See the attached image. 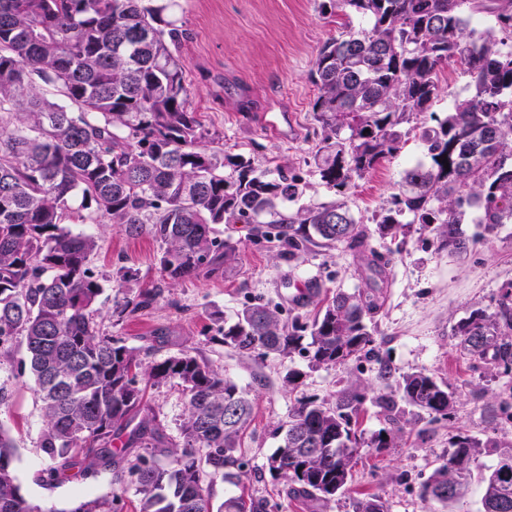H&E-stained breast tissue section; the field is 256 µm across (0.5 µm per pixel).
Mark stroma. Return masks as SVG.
I'll use <instances>...</instances> for the list:
<instances>
[{
    "mask_svg": "<svg viewBox=\"0 0 512 512\" xmlns=\"http://www.w3.org/2000/svg\"><path fill=\"white\" fill-rule=\"evenodd\" d=\"M321 0H176L169 18L182 25L186 38L180 53L191 90L190 105L203 125L205 147H223L268 167L300 172L305 200L331 201L335 195L311 173L308 161L319 138L312 104L317 88L309 72L320 48L338 36L347 21L343 13L322 14ZM422 147L408 139L402 149L374 171L356 180L345 199L354 217L373 227L374 217L397 193L409 159ZM70 227L94 235L99 249L91 266L104 286L98 301L97 327L159 361L184 350L207 360L233 379L254 401L252 422L240 451L249 463L243 483L250 494L275 502V512H319L285 493L284 481L267 468L279 439L274 431L286 422L301 399L335 400L338 391L372 396L394 386L400 376L425 372L446 382L456 393L448 418L435 420L413 413L399 447L365 448L347 492L320 512H353V500L375 494L388 512H429L420 486L448 454L458 432L482 435L486 417L497 407L512 375L489 377L482 361L461 356L453 328L470 311L493 309L502 286L512 283V224L455 256L438 249L434 234L411 228L406 238L371 237L370 245L388 261L384 304L375 316L377 359L360 358L345 365L309 368L299 354L267 357L241 353L215 342L224 320L255 299L279 305L290 320L294 296L314 277L325 289L364 287L368 272L359 255L338 246L310 247L300 266H292L256 236L252 225L227 224L223 230L239 241L234 268L173 283L161 278L152 239L129 238L121 225L84 223ZM130 267L139 273L138 288L158 293L152 307L134 316H119L124 294L112 284V272ZM0 357V386L10 392L0 406V424L10 428L18 448L16 475L31 501L70 512L81 500L110 491L108 473L86 479L72 473L54 487L34 480L49 461L38 449L43 425L41 403L31 377L16 374V361ZM299 371L288 384L290 371ZM148 399L167 426L179 436L185 397L174 383L149 390Z\"/></svg>",
    "mask_w": 512,
    "mask_h": 512,
    "instance_id": "obj_1",
    "label": "stroma"
}]
</instances>
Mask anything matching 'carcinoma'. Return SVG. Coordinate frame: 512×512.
I'll use <instances>...</instances> for the list:
<instances>
[{
  "label": "carcinoma",
  "mask_w": 512,
  "mask_h": 512,
  "mask_svg": "<svg viewBox=\"0 0 512 512\" xmlns=\"http://www.w3.org/2000/svg\"><path fill=\"white\" fill-rule=\"evenodd\" d=\"M169 7L170 0H0V355L12 357L23 339L16 371L34 378L44 419L39 450L52 462L38 482L53 486L81 462L87 475L105 469L132 485L139 512H272L276 504L263 497L232 491L218 506L212 499L216 480L237 488L247 474L238 448L253 412L248 393L188 350L149 363L97 328L103 285L90 264L98 244L65 226L70 201L79 198L94 223L156 241L157 268L171 281L237 262L239 244L221 237L223 224L265 225L260 236L290 263L311 245H343L368 254L374 276L386 271L345 200L302 203L297 173L200 148L179 53L186 33L164 20ZM329 8L363 25L346 24L313 61L320 139L312 164L321 183L344 195L412 133L424 153L377 215L381 238L417 224L461 256L512 224V0H324L322 11ZM448 64L467 77L468 95L441 116L437 72ZM468 218L478 228L471 236L461 229ZM380 294L338 288L304 323L252 303L213 340L243 353L297 350L311 368L344 365L375 352ZM157 296L141 290L121 311L147 309ZM455 335L461 353L511 373L512 283L492 312L472 310ZM167 382L186 398L174 443L144 402L147 388ZM371 402L401 432L405 408L446 417L455 393L413 372ZM362 405L346 391L333 404L297 401L268 458L288 495L329 503L348 489L359 449L390 447L382 435L366 441L354 429ZM503 447L493 428L482 440L456 434L421 498L453 501L482 450ZM16 458L0 425V512H55L23 496ZM487 470L480 512H512V451ZM70 512H123L122 496L90 497ZM354 512L386 506L365 494Z\"/></svg>",
  "instance_id": "1"
}]
</instances>
